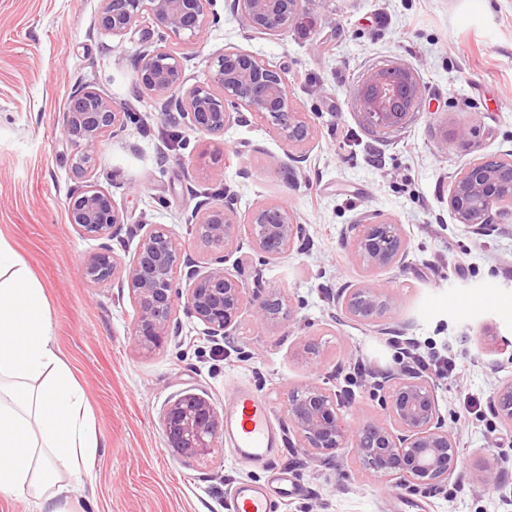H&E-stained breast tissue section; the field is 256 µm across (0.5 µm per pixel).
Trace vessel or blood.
I'll return each mask as SVG.
<instances>
[{
	"mask_svg": "<svg viewBox=\"0 0 512 512\" xmlns=\"http://www.w3.org/2000/svg\"><path fill=\"white\" fill-rule=\"evenodd\" d=\"M224 439L244 459L263 463L269 470L264 483L238 484L229 502L230 512H275L278 500L301 495L303 487L288 469L279 467V436L267 398L250 386H239L224 402Z\"/></svg>",
	"mask_w": 512,
	"mask_h": 512,
	"instance_id": "1",
	"label": "vessel or blood"
}]
</instances>
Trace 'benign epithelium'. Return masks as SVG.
Instances as JSON below:
<instances>
[{
  "instance_id": "obj_1",
  "label": "benign epithelium",
  "mask_w": 512,
  "mask_h": 512,
  "mask_svg": "<svg viewBox=\"0 0 512 512\" xmlns=\"http://www.w3.org/2000/svg\"><path fill=\"white\" fill-rule=\"evenodd\" d=\"M97 16L100 31L126 35L148 14L158 26L155 41L137 54L135 84L160 104L161 116L210 136H219L247 115L271 123L288 151H300L313 129L297 111L285 72L261 56L236 47L212 57L215 70L206 82L189 83L183 57L174 43L191 42L220 16L214 0H103ZM301 0H232V10L255 35H277L297 20ZM394 74H370L355 89L369 123L397 127L419 109L421 93L414 74L402 64ZM127 104L84 87L68 100L64 133L76 149L75 168L84 171L98 159L105 135L122 131L133 120ZM512 207V159L484 157L462 168L448 196V208L457 223L475 234L489 225L492 212ZM69 223L78 232L101 241L84 258V273L94 285L119 280L126 285L136 310L131 335L147 350L161 347L169 336L175 306L186 299L191 316L205 326L209 337L228 335L230 326L248 313L263 324L276 326L291 313L282 292L263 293L249 287L241 270L232 274L224 262L242 234L267 258L288 254L302 239L297 213L280 200L263 202L248 214H239L235 199L222 196L198 216L197 232L209 248L203 268L189 266L181 273V243L161 224L143 222L127 228L139 237L132 261L121 265L109 241L124 229L123 216L111 194L94 182L75 189L67 200ZM351 258L367 275L342 289L337 304L353 321L376 323L399 304L398 296L381 286L371 273L401 264L408 252L401 225L365 217L351 225ZM188 287L181 288V276ZM376 386L386 391L384 420L348 424L342 403L330 388L316 382L287 391L283 398L291 434L298 447L318 462L322 455L351 441L374 476L409 487H441L458 465L456 433L446 426L432 383L419 372L404 369L383 377ZM503 421L512 422V379L502 382L493 396ZM223 418L212 400L187 393L171 400L162 425L168 447L183 459L209 456L222 432ZM500 467L482 466L472 482L495 489L503 481Z\"/></svg>"
}]
</instances>
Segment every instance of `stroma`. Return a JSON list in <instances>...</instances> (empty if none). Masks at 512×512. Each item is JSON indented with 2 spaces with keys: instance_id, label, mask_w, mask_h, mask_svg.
Returning a JSON list of instances; mask_svg holds the SVG:
<instances>
[{
  "instance_id": "1",
  "label": "stroma",
  "mask_w": 512,
  "mask_h": 512,
  "mask_svg": "<svg viewBox=\"0 0 512 512\" xmlns=\"http://www.w3.org/2000/svg\"><path fill=\"white\" fill-rule=\"evenodd\" d=\"M101 5L0 0V236L46 289L57 345L103 443L92 481L74 494L77 512H226L235 486L266 481V471L222 442L202 460L175 455L162 426L168 402L197 393L220 407L244 382L269 399L283 433L285 391L315 381L336 391L348 421L376 420L385 393L372 374L400 370L395 338L413 340L420 354L447 350L461 361L456 375L432 380L459 436L454 477L430 493L372 476L353 445L314 463L285 440L280 463L304 493L279 512H395L400 496L421 512H512V478L489 492L471 481L486 464L512 471V425L492 406L497 386L512 378V212L474 234L448 210L466 164L512 157V0H301L297 24L274 36L250 35L230 0H216L219 23L177 47L186 75L207 81L211 57L227 47L286 71L314 130L299 163L264 122L229 127L219 152L211 136L165 122L133 82L155 23L144 16L116 38L96 26ZM396 63L415 74L422 107L381 135L353 90ZM80 87L130 102L140 115L104 138L84 173L74 169L64 135L68 99ZM88 180L111 194L125 223L168 227L192 261L207 250L191 215L217 194L234 196L243 214L269 199L286 202L306 226L303 245L266 260L244 237L232 258L262 268L266 287L288 295L291 320L276 327L246 314L214 342L181 304L167 342L140 348L129 295L115 284L92 285L83 272L100 242L72 227L66 199ZM367 214L399 224L408 243L403 265L376 274L400 305L375 326L346 318L332 301L364 276L346 242ZM308 341L318 366L302 351ZM468 396L483 406L463 422L457 414Z\"/></svg>"
}]
</instances>
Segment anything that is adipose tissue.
I'll return each mask as SVG.
<instances>
[{"label":"adipose tissue","instance_id":"ef3b65f1","mask_svg":"<svg viewBox=\"0 0 512 512\" xmlns=\"http://www.w3.org/2000/svg\"><path fill=\"white\" fill-rule=\"evenodd\" d=\"M101 442L53 335L43 284L0 236V496L74 512Z\"/></svg>","mask_w":512,"mask_h":512}]
</instances>
